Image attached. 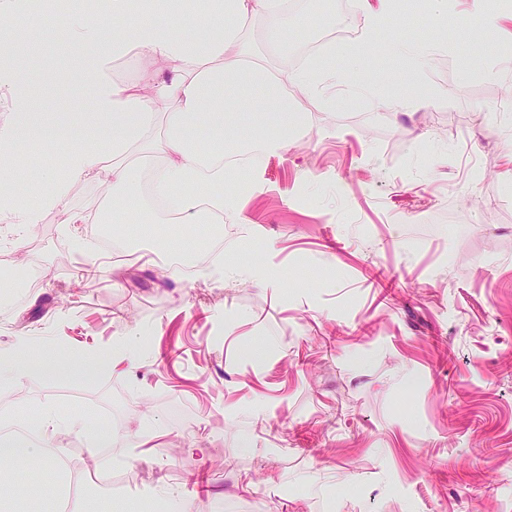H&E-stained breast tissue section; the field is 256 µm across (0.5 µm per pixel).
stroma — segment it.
<instances>
[{"mask_svg":"<svg viewBox=\"0 0 512 512\" xmlns=\"http://www.w3.org/2000/svg\"><path fill=\"white\" fill-rule=\"evenodd\" d=\"M348 2L345 37L304 61L318 93L292 144L241 173L249 223L212 242L143 212L113 225L108 255L94 225L52 214L50 231L0 234V287L25 263L38 279L0 299V349L55 348L70 370L0 384V424H89L55 429L51 476L0 466L18 512H55L56 490L72 512H166L169 489L200 512H512V61L473 53L495 38L469 0L445 17L407 0L370 51ZM81 11L0 17V65L38 80L51 118L88 109L40 80L93 69L70 37ZM409 28L438 47L424 65L389 50ZM228 246L234 279L170 269ZM119 349L136 365L86 384L93 352ZM101 407L120 421L108 448ZM104 457L108 487L92 477Z\"/></svg>","mask_w":512,"mask_h":512,"instance_id":"stroma-1","label":"stroma"}]
</instances>
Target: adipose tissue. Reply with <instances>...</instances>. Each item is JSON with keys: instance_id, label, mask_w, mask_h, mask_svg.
<instances>
[{"instance_id": "ef3b65f1", "label": "adipose tissue", "mask_w": 512, "mask_h": 512, "mask_svg": "<svg viewBox=\"0 0 512 512\" xmlns=\"http://www.w3.org/2000/svg\"><path fill=\"white\" fill-rule=\"evenodd\" d=\"M111 29L75 19L72 35L95 50V72L79 71L67 79L91 109L77 122L88 138L66 143L63 171L37 174L35 201L27 203L0 191V222L13 227L39 223L49 212L65 224H101L108 216L126 217L128 194L120 190L129 166L147 147L155 122L163 124L161 150L155 156L153 193L164 207L160 224L220 223L225 212H238L237 198L223 187L232 173L225 149L287 148L305 111L313 83L307 71L281 72L253 55L244 38L252 19L267 16L275 25L268 34L271 53L288 45L287 0H204L202 28L184 31L175 21L185 0H139L133 23H126L129 0H108ZM136 60L151 68L149 80L131 85L114 75L116 63ZM0 91L9 94L15 114L0 120V154L12 153L20 141L56 142L61 126L40 112L29 73L0 70ZM206 125L209 136L198 141L191 131ZM109 171L117 192L110 211L76 210L68 205L72 187ZM57 355L38 345L0 351V380L15 382L53 376Z\"/></svg>"}]
</instances>
